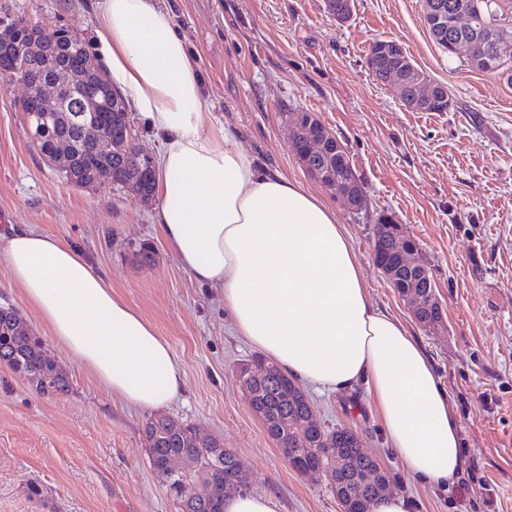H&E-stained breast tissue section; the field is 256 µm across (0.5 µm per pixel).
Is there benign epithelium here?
I'll list each match as a JSON object with an SVG mask.
<instances>
[{
    "label": "benign epithelium",
    "instance_id": "benign-epithelium-1",
    "mask_svg": "<svg viewBox=\"0 0 512 512\" xmlns=\"http://www.w3.org/2000/svg\"><path fill=\"white\" fill-rule=\"evenodd\" d=\"M326 5L329 14L339 23L347 22L352 14L353 0H326ZM423 10L427 27L448 53L467 56L480 70H497L509 64L504 54L506 33L502 31L506 24L495 17H484L459 3L450 11L441 0H423ZM454 30L468 31L473 37L455 38L452 36ZM379 49L382 59L388 63L384 69L385 80L407 107L420 111L430 107L445 110L451 106L448 88L419 73L401 44L385 39L380 41ZM86 76L87 71L83 68L59 70L49 78L23 75L20 82L25 87L38 89L34 110L27 113L26 119L33 141L39 140L51 116L62 111L69 98L85 88ZM102 100L103 96L98 92L84 99V140L89 154L97 159L107 150L110 140L109 130L99 124V111L104 108ZM291 130L294 136L289 139V147L302 144V150L296 157L304 168L331 188L351 211L359 210L364 196L359 178L335 177L325 171V167L315 163L319 156L331 149L336 137L328 129L313 123H298ZM377 227L392 237L391 258L381 269L398 295L407 302L413 315L420 314L427 302L440 304L435 283L420 257L419 246L411 240L403 225L394 220L379 219ZM206 487L207 490L201 492L198 484H188L184 486L180 500L186 506L208 502L213 497L214 485L208 482Z\"/></svg>",
    "mask_w": 512,
    "mask_h": 512
}]
</instances>
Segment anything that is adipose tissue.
Listing matches in <instances>:
<instances>
[{"label":"adipose tissue","mask_w":512,"mask_h":512,"mask_svg":"<svg viewBox=\"0 0 512 512\" xmlns=\"http://www.w3.org/2000/svg\"><path fill=\"white\" fill-rule=\"evenodd\" d=\"M95 9L96 58L162 138L154 222L178 264L223 289L236 333L288 376L328 391L365 382L405 472L447 484L463 465L448 398L402 322L372 305L335 209L259 166L230 127L205 125L199 67L158 0ZM0 258L54 343L114 396L154 410L183 392L166 338L66 239L20 228Z\"/></svg>","instance_id":"obj_1"}]
</instances>
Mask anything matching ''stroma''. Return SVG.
<instances>
[{"label": "stroma", "instance_id": "35a3bbf8", "mask_svg": "<svg viewBox=\"0 0 512 512\" xmlns=\"http://www.w3.org/2000/svg\"><path fill=\"white\" fill-rule=\"evenodd\" d=\"M12 17L64 24L92 40L94 0H0ZM195 56L209 122L234 126L260 163L322 195L347 227L368 295L425 350L460 429L464 467L445 486L414 481L386 443L364 383L306 387L318 418L356 431L409 512H512V80L481 72L433 40L421 0H354L338 23L325 0H160ZM398 41L433 81L445 112L407 108L374 81L370 43ZM23 86L0 79V233L27 226L64 237L112 291L164 336L185 389L159 412L125 405L50 342L0 260V305L45 339L68 393L38 394L0 366V512H178L143 441L154 415L194 425L232 449L254 493L278 512H341L325 479L295 472L255 416L238 370L257 356L236 336L224 295L195 285L166 249L153 202L80 187L39 153L24 125ZM314 113L346 149L365 196L350 213L288 147L289 117ZM394 215L418 243L445 312L423 328L375 262L373 225ZM151 265L138 263L143 248Z\"/></svg>", "mask_w": 512, "mask_h": 512}]
</instances>
